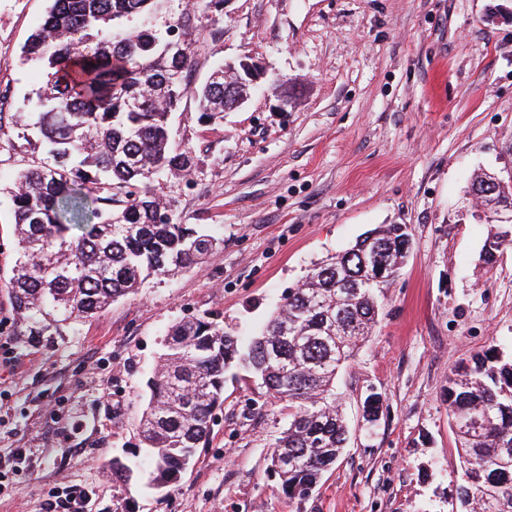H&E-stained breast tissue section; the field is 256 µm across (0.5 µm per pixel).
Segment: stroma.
I'll use <instances>...</instances> for the list:
<instances>
[{"instance_id":"1","label":"stroma","mask_w":512,"mask_h":512,"mask_svg":"<svg viewBox=\"0 0 512 512\" xmlns=\"http://www.w3.org/2000/svg\"><path fill=\"white\" fill-rule=\"evenodd\" d=\"M49 6L0 0V457L26 453L22 468L0 469V512H43L67 489L87 492L83 512H452L448 377L490 346L512 353V247L483 263L494 227L470 196L473 174L502 167L512 146V0H225L219 17L205 0H165L158 29L193 14L190 87L170 125L195 165L163 195L173 223L223 225L224 244L45 344L13 334L7 190L42 156L15 119L44 82L22 48ZM244 58L282 78L294 103L265 85L223 123L203 122L195 86ZM381 224L407 225L412 247L336 375L349 440L308 499L288 502L267 471L287 403L237 369L174 490L113 486L108 464L140 445L171 323L204 315L257 333L315 263Z\"/></svg>"}]
</instances>
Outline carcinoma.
Returning a JSON list of instances; mask_svg holds the SVG:
<instances>
[{"instance_id": "obj_1", "label": "carcinoma", "mask_w": 512, "mask_h": 512, "mask_svg": "<svg viewBox=\"0 0 512 512\" xmlns=\"http://www.w3.org/2000/svg\"><path fill=\"white\" fill-rule=\"evenodd\" d=\"M162 2L51 0L23 47V60L47 75L23 119L44 139V156L20 174L11 196L17 259L8 290L16 335L27 342L54 341L146 277L183 272L224 241L214 227L172 223L158 192L159 178L186 177L194 167L192 150L174 147L169 127L191 71L189 44L120 22ZM246 93L209 75L195 97L201 117L216 121ZM509 200L507 179L483 200L488 223H499L495 206ZM501 245L499 234L486 240V265L497 262ZM410 248L407 225L374 228L316 264L247 342L205 317L172 324L146 383V455L112 458V480L127 491L144 465L151 488L176 486L210 434L224 374L240 367L288 402L269 470L288 500L310 497L348 439L335 380L377 322L389 280H376V268L399 271ZM445 401L462 459L456 512H512V355L492 347L460 362ZM380 404L378 395L366 397L368 423L377 422Z\"/></svg>"}]
</instances>
